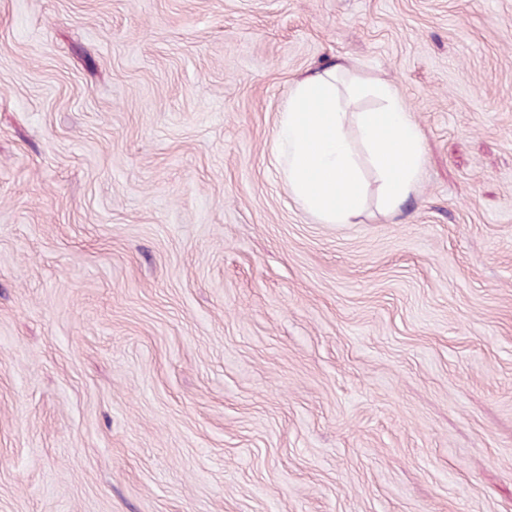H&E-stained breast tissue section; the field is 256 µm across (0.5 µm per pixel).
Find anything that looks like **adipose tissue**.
<instances>
[{"instance_id":"1","label":"adipose tissue","mask_w":512,"mask_h":512,"mask_svg":"<svg viewBox=\"0 0 512 512\" xmlns=\"http://www.w3.org/2000/svg\"><path fill=\"white\" fill-rule=\"evenodd\" d=\"M345 72L332 63L293 83L273 146L290 195L325 224L354 223L365 210L360 151H367L379 176L378 207L386 213L406 200L422 170L421 133L396 91L355 78L338 88ZM365 94L381 108L348 111L347 100Z\"/></svg>"}]
</instances>
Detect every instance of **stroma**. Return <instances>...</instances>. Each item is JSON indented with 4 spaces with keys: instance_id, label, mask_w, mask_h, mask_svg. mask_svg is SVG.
I'll return each instance as SVG.
<instances>
[{
    "instance_id": "obj_1",
    "label": "stroma",
    "mask_w": 512,
    "mask_h": 512,
    "mask_svg": "<svg viewBox=\"0 0 512 512\" xmlns=\"http://www.w3.org/2000/svg\"><path fill=\"white\" fill-rule=\"evenodd\" d=\"M336 61L424 148L352 224ZM0 512H512V0H0ZM345 73L332 63L293 83L273 146L288 192L324 224H352L365 210L361 148L379 176L378 207L385 213L400 207L422 170L421 133L396 91L352 78L344 95L336 82ZM365 94L383 106L349 112L346 99Z\"/></svg>"
}]
</instances>
